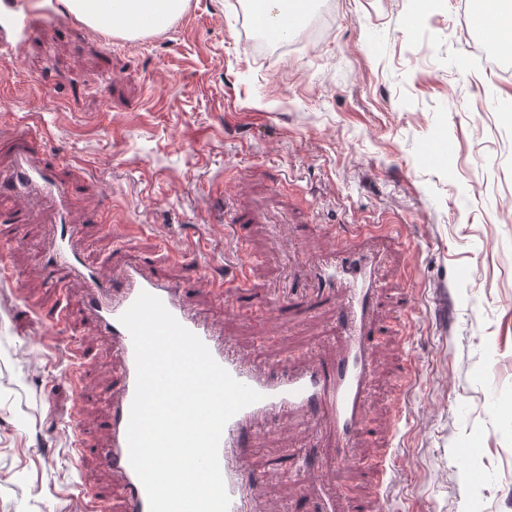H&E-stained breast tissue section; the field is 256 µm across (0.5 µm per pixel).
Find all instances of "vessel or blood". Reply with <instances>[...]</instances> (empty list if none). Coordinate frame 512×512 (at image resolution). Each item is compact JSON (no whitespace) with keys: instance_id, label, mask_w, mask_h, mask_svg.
<instances>
[{"instance_id":"1","label":"vessel or blood","mask_w":512,"mask_h":512,"mask_svg":"<svg viewBox=\"0 0 512 512\" xmlns=\"http://www.w3.org/2000/svg\"><path fill=\"white\" fill-rule=\"evenodd\" d=\"M304 21L305 7L297 0L282 9L278 17H271L261 4L253 5L247 17L250 31L260 36L276 28L297 30ZM33 36L14 0H0V50L18 48ZM5 185L12 191L40 188L60 204L67 198L66 188L46 169L25 163L6 178ZM51 251L56 261L68 265L86 281L87 309L96 327L112 338L119 374L108 421L109 443L100 452V463L121 482L128 500L127 512H149L146 491L129 462L127 426L135 394L136 364L131 335L120 322L141 292L160 298L167 310L201 339L219 365L261 395L260 401L235 414L222 433L219 462L230 497L229 512H256L257 489L246 473V461L258 425L284 413L325 416L340 448L347 447L362 429L363 397L371 373L366 330L374 296L373 259L340 251L322 269L327 283L345 291L339 311L342 345L334 360L327 364L315 361L299 371L284 368L275 375L270 366L239 354L225 341L221 330L198 317L186 288L154 279L136 266L123 272L119 286H112L83 264L74 248V235L65 225L52 241Z\"/></svg>"}]
</instances>
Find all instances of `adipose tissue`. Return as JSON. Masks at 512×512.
Masks as SVG:
<instances>
[{"instance_id":"obj_1","label":"adipose tissue","mask_w":512,"mask_h":512,"mask_svg":"<svg viewBox=\"0 0 512 512\" xmlns=\"http://www.w3.org/2000/svg\"><path fill=\"white\" fill-rule=\"evenodd\" d=\"M65 3L93 28L134 38L165 27L184 11L187 0H65Z\"/></svg>"}]
</instances>
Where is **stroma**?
<instances>
[{
	"instance_id": "1",
	"label": "stroma",
	"mask_w": 512,
	"mask_h": 512,
	"mask_svg": "<svg viewBox=\"0 0 512 512\" xmlns=\"http://www.w3.org/2000/svg\"><path fill=\"white\" fill-rule=\"evenodd\" d=\"M248 2L188 0L162 31L109 39L56 21L60 0H19L35 36L0 54V174L23 153L50 167L104 277L145 265L243 354L291 368L340 346L342 293L317 267L365 248L354 225H385L368 429L341 462L327 424L261 428L247 460L261 512H317L323 492L337 512H512V51L478 22L488 0H317L318 32L266 48L250 43ZM438 137L452 157L428 159ZM54 226L40 192L0 194V512H80L85 487L126 512L99 463L112 341L86 284L49 262ZM243 253L230 307L200 276ZM472 438L481 452L461 458ZM294 448L317 449L316 468L296 470Z\"/></svg>"
}]
</instances>
